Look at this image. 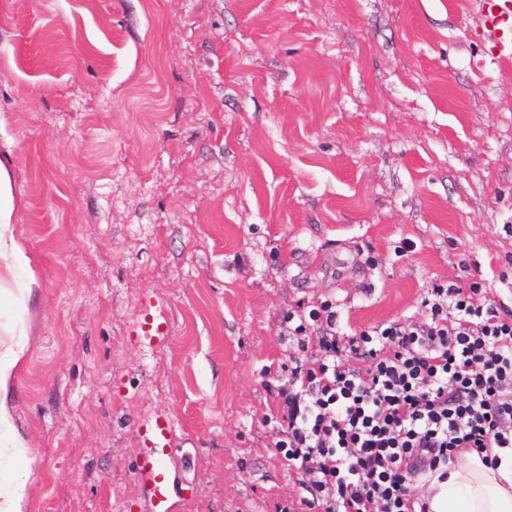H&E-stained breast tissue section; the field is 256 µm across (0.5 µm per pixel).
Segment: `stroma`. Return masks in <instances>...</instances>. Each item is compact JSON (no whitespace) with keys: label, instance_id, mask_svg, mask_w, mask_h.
I'll return each mask as SVG.
<instances>
[{"label":"stroma","instance_id":"stroma-1","mask_svg":"<svg viewBox=\"0 0 512 512\" xmlns=\"http://www.w3.org/2000/svg\"><path fill=\"white\" fill-rule=\"evenodd\" d=\"M475 24L470 0H0L34 259L0 264V344L28 338L0 443L27 512H152L158 413L173 512H288L311 496L274 448L291 311L334 303L350 335L461 279L512 315V60ZM174 431V423L168 414L156 415L144 426L143 438L147 447L142 454L139 473L152 490L153 510L168 512L167 457Z\"/></svg>","mask_w":512,"mask_h":512}]
</instances>
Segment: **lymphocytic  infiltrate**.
I'll return each instance as SVG.
<instances>
[{
	"mask_svg": "<svg viewBox=\"0 0 512 512\" xmlns=\"http://www.w3.org/2000/svg\"><path fill=\"white\" fill-rule=\"evenodd\" d=\"M420 323L343 336L326 303L288 316L319 348L278 392L276 446L324 512H429L411 491L465 452L512 447V316L479 283L432 288Z\"/></svg>",
	"mask_w": 512,
	"mask_h": 512,
	"instance_id": "lymphocytic-infiltrate-1",
	"label": "lymphocytic infiltrate"
}]
</instances>
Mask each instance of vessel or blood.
<instances>
[{"mask_svg": "<svg viewBox=\"0 0 512 512\" xmlns=\"http://www.w3.org/2000/svg\"><path fill=\"white\" fill-rule=\"evenodd\" d=\"M477 15L474 34L482 40L488 54L512 60V0H474ZM174 431L169 415H156L143 430L146 449L139 465L140 475L152 490L154 512H169L167 492L168 446Z\"/></svg>", "mask_w": 512, "mask_h": 512, "instance_id": "vessel-or-blood-1", "label": "vessel or blood"}]
</instances>
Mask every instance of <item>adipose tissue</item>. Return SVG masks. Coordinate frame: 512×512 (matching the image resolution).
I'll use <instances>...</instances> for the list:
<instances>
[{
	"instance_id": "obj_1",
	"label": "adipose tissue",
	"mask_w": 512,
	"mask_h": 512,
	"mask_svg": "<svg viewBox=\"0 0 512 512\" xmlns=\"http://www.w3.org/2000/svg\"><path fill=\"white\" fill-rule=\"evenodd\" d=\"M13 221L10 172L0 161V259L8 268L27 270L32 258L16 239ZM26 351L27 339L22 335L0 347V427L10 423V397ZM424 496L430 512H512V448L492 449L487 458L464 454L449 464L446 479L427 482Z\"/></svg>"
}]
</instances>
